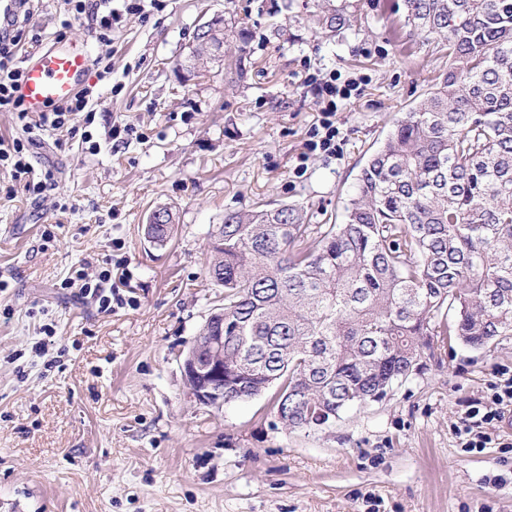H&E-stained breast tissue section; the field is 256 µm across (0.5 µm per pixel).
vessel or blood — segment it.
Returning <instances> with one entry per match:
<instances>
[{
  "instance_id": "1",
  "label": "vessel or blood",
  "mask_w": 512,
  "mask_h": 512,
  "mask_svg": "<svg viewBox=\"0 0 512 512\" xmlns=\"http://www.w3.org/2000/svg\"><path fill=\"white\" fill-rule=\"evenodd\" d=\"M88 42L53 39L44 49L25 59L17 95L30 115L65 103L77 92L90 71Z\"/></svg>"
}]
</instances>
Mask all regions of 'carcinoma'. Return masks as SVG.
Here are the masks:
<instances>
[{"instance_id": "obj_1", "label": "carcinoma", "mask_w": 512, "mask_h": 512, "mask_svg": "<svg viewBox=\"0 0 512 512\" xmlns=\"http://www.w3.org/2000/svg\"><path fill=\"white\" fill-rule=\"evenodd\" d=\"M403 6L446 65L362 166L340 223L259 205L208 231L224 404L274 386L293 430L383 400L438 336L483 350L512 334V0ZM353 8L321 0L317 24L336 35ZM224 42L196 34L193 53ZM160 213L149 233L164 245L175 216Z\"/></svg>"}]
</instances>
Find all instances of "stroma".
<instances>
[{
  "label": "stroma",
  "instance_id": "obj_1",
  "mask_svg": "<svg viewBox=\"0 0 512 512\" xmlns=\"http://www.w3.org/2000/svg\"><path fill=\"white\" fill-rule=\"evenodd\" d=\"M401 0H355L343 39L312 21L316 0H164L124 15L111 43L88 19L72 35L112 69L92 101L96 153L45 134L36 168L55 172L32 200L7 198L0 166V512H512V412L482 451L456 427L512 377V335L487 350L435 343L379 403L313 430L272 429L271 394L197 404L181 353L224 291L204 273L211 225L228 211L296 204L331 224L361 166L445 62L413 40ZM249 20L246 54L188 72L197 26ZM365 78L336 114V155L309 152L321 106L308 71ZM144 137L113 147L112 121ZM303 173H296V166ZM173 206L166 246L148 214ZM54 238H46V229ZM112 272L111 314L65 288L77 270ZM55 323L62 367L32 364Z\"/></svg>",
  "mask_w": 512,
  "mask_h": 512
}]
</instances>
